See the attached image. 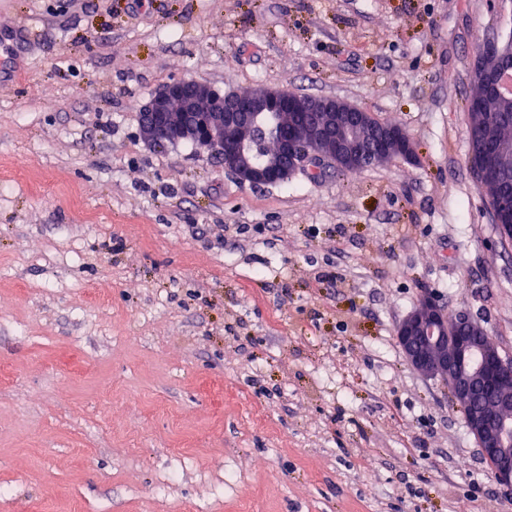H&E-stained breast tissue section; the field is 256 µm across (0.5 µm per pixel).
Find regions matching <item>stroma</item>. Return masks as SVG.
<instances>
[{"instance_id":"35a3bbf8","label":"stroma","mask_w":512,"mask_h":512,"mask_svg":"<svg viewBox=\"0 0 512 512\" xmlns=\"http://www.w3.org/2000/svg\"><path fill=\"white\" fill-rule=\"evenodd\" d=\"M501 22L489 0H0V512H512L396 340L427 294L512 355L466 112ZM178 79L344 100L416 159L240 184L140 138Z\"/></svg>"}]
</instances>
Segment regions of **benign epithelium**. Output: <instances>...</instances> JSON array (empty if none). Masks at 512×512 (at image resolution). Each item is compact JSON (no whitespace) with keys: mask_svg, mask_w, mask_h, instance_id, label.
I'll return each instance as SVG.
<instances>
[{"mask_svg":"<svg viewBox=\"0 0 512 512\" xmlns=\"http://www.w3.org/2000/svg\"><path fill=\"white\" fill-rule=\"evenodd\" d=\"M474 71L491 97L512 98L503 78L512 76V39L486 37ZM140 137L153 145L190 141L216 155L243 185L286 182L297 172L318 178L411 160L415 152L398 124H380L372 113L344 101L287 88L259 87L219 93L195 80H177L142 108ZM497 158H485L475 173L481 191L495 195ZM448 328L447 308L424 296L398 325L397 342L408 363L426 377H439L492 466L496 483L512 491V361L504 359L485 329L467 313Z\"/></svg>","mask_w":512,"mask_h":512,"instance_id":"obj_1","label":"benign epithelium"}]
</instances>
